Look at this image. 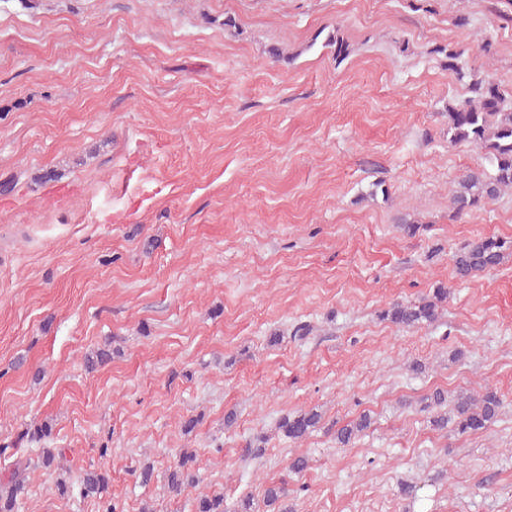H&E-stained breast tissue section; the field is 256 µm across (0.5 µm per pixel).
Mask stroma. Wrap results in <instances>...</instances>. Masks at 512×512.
<instances>
[{
  "label": "stroma",
  "mask_w": 512,
  "mask_h": 512,
  "mask_svg": "<svg viewBox=\"0 0 512 512\" xmlns=\"http://www.w3.org/2000/svg\"><path fill=\"white\" fill-rule=\"evenodd\" d=\"M476 77L512 88V0H0V446L29 464L18 512H97L77 489L91 467L124 512L212 493L267 512L283 478L292 512H512V255L467 279L453 265L512 241V189L451 205L489 168L448 134ZM440 286L436 321L383 319ZM437 388L503 408L440 431L422 409ZM312 408L305 439L277 429ZM365 413L338 447L333 425ZM257 435L264 456L244 460ZM40 446L64 455L37 465ZM186 449L200 481L176 494ZM507 241L488 237L462 248L454 256V268L460 279L468 278L476 273L488 271L497 267L507 247ZM371 425V417L368 414L361 415L356 420H351L336 430V443L340 447L348 446L359 433L368 429Z\"/></svg>",
  "instance_id": "35a3bbf8"
}]
</instances>
